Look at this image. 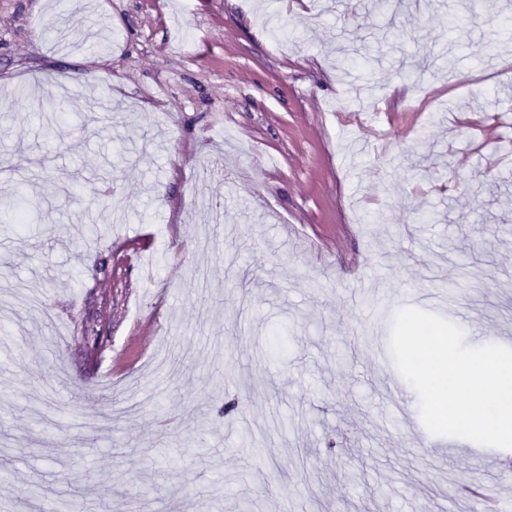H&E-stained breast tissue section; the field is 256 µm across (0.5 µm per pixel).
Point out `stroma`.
<instances>
[{"label":"stroma","mask_w":512,"mask_h":512,"mask_svg":"<svg viewBox=\"0 0 512 512\" xmlns=\"http://www.w3.org/2000/svg\"><path fill=\"white\" fill-rule=\"evenodd\" d=\"M58 11L0 0V215L41 202L0 223V499L461 512L472 480L512 508L390 352L414 288L512 347V0Z\"/></svg>","instance_id":"stroma-1"}]
</instances>
